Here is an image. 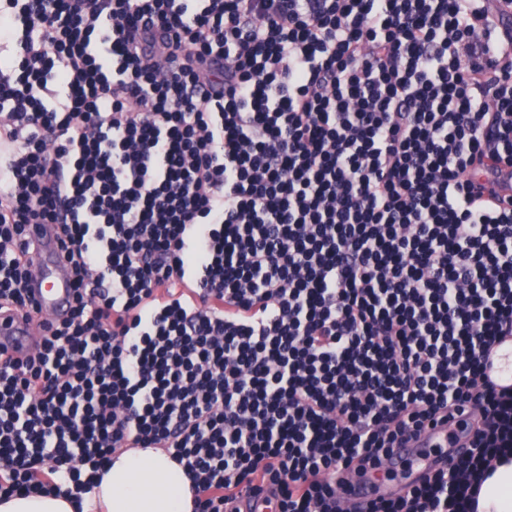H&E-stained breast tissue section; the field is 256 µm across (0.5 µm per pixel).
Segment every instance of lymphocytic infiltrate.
<instances>
[{
    "label": "lymphocytic infiltrate",
    "instance_id": "obj_1",
    "mask_svg": "<svg viewBox=\"0 0 512 512\" xmlns=\"http://www.w3.org/2000/svg\"><path fill=\"white\" fill-rule=\"evenodd\" d=\"M491 2L0 0V310H34L29 225L75 285L0 351V496L163 448L193 512H342L453 419L469 451L365 512H474L512 454V206L471 177L512 166ZM42 331L36 318L0 316V343L16 356L32 351ZM453 429V424H436L422 432L414 440L408 442L403 448H395L384 460L383 465L376 471L375 477L369 478L355 475L348 479V483L340 494L343 499L344 509L349 512H357L369 499L386 497L403 492L406 487L427 469L443 466L441 457L430 454L429 448H436L448 443V431ZM406 461H414L422 465L418 474L411 481L400 485L395 490L386 489V474L395 470Z\"/></svg>",
    "mask_w": 512,
    "mask_h": 512
}]
</instances>
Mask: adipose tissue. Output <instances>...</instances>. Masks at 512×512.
<instances>
[{"label": "adipose tissue", "mask_w": 512, "mask_h": 512, "mask_svg": "<svg viewBox=\"0 0 512 512\" xmlns=\"http://www.w3.org/2000/svg\"><path fill=\"white\" fill-rule=\"evenodd\" d=\"M191 482L162 448H126L82 502L64 496L0 497V512H191ZM477 512H512V462L497 466L478 495Z\"/></svg>", "instance_id": "adipose-tissue-1"}]
</instances>
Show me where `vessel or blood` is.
I'll list each match as a JSON object with an SVG mask.
<instances>
[{
  "label": "vessel or blood",
  "mask_w": 512,
  "mask_h": 512,
  "mask_svg": "<svg viewBox=\"0 0 512 512\" xmlns=\"http://www.w3.org/2000/svg\"><path fill=\"white\" fill-rule=\"evenodd\" d=\"M30 241L33 254L31 297L38 316L34 319L0 316V344L18 356L34 349L42 334L40 321L64 317L73 297V284L61 247L49 225H32ZM448 431V425H433L404 447L393 449L374 477L356 476L349 479L340 491L346 512H358L367 500L387 496L386 475L404 462L412 461L426 469L441 467V460L433 455L432 450L447 443Z\"/></svg>",
  "instance_id": "1"
}]
</instances>
